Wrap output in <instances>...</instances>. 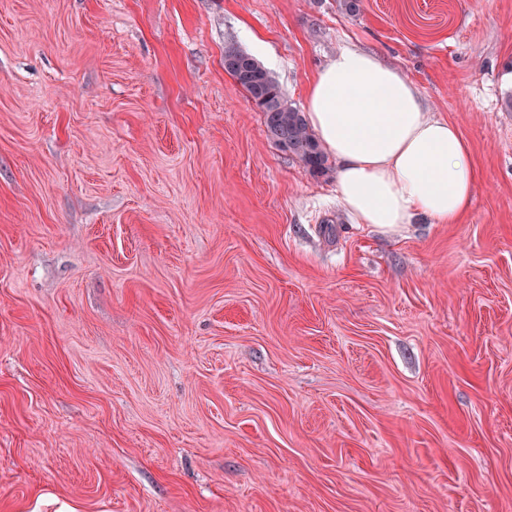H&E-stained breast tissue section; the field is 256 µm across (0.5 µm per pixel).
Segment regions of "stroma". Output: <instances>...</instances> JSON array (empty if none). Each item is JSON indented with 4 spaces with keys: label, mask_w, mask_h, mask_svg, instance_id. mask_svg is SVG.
Masks as SVG:
<instances>
[{
    "label": "stroma",
    "mask_w": 512,
    "mask_h": 512,
    "mask_svg": "<svg viewBox=\"0 0 512 512\" xmlns=\"http://www.w3.org/2000/svg\"><path fill=\"white\" fill-rule=\"evenodd\" d=\"M350 44L470 144L354 223L266 136ZM512 0H0V512H512ZM228 55H235L243 65L230 66ZM224 69L263 112L268 137L281 150L299 158L312 173H324L327 156L304 113L285 97L270 73L251 54L234 46L224 51Z\"/></svg>",
    "instance_id": "1"
}]
</instances>
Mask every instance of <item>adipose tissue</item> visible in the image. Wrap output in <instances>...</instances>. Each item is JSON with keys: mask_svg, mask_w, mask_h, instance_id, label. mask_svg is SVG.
Wrapping results in <instances>:
<instances>
[{"mask_svg": "<svg viewBox=\"0 0 512 512\" xmlns=\"http://www.w3.org/2000/svg\"><path fill=\"white\" fill-rule=\"evenodd\" d=\"M306 107L336 161L337 196L357 223L395 233L420 217L455 224L468 211L476 185L468 143L375 55L339 49L311 82Z\"/></svg>", "mask_w": 512, "mask_h": 512, "instance_id": "1", "label": "adipose tissue"}]
</instances>
